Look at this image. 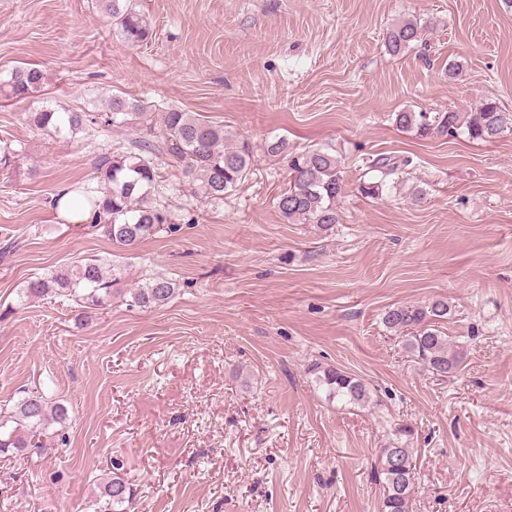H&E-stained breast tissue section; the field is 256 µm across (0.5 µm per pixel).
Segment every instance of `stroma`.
<instances>
[{"label": "stroma", "mask_w": 512, "mask_h": 512, "mask_svg": "<svg viewBox=\"0 0 512 512\" xmlns=\"http://www.w3.org/2000/svg\"><path fill=\"white\" fill-rule=\"evenodd\" d=\"M152 31L133 45L96 0H0V78L40 65L42 96L0 99V409L31 392L64 404L51 447L0 456V512H87L112 470L124 512H380L379 451L411 425L414 512H512V134L491 142L399 131L395 112L512 111V8L503 0H137ZM426 32L400 55L384 34ZM458 63V76L448 74ZM119 93L153 122L179 109L254 148L224 200L181 191L156 162L180 230L122 251L60 220L63 186L98 188L93 162L126 134L57 135L29 112L102 111ZM291 151L329 149L344 185L340 222H288L278 208ZM408 158L396 189L371 198L365 161ZM123 267L110 304L25 292L29 279L87 259ZM154 274L179 292L152 309L127 289ZM443 298L441 326L466 353L421 372L386 309ZM369 388L368 405L329 400L312 365ZM424 31L417 19H407L388 29L384 39L393 53H400L422 39Z\"/></svg>", "instance_id": "stroma-1"}]
</instances>
